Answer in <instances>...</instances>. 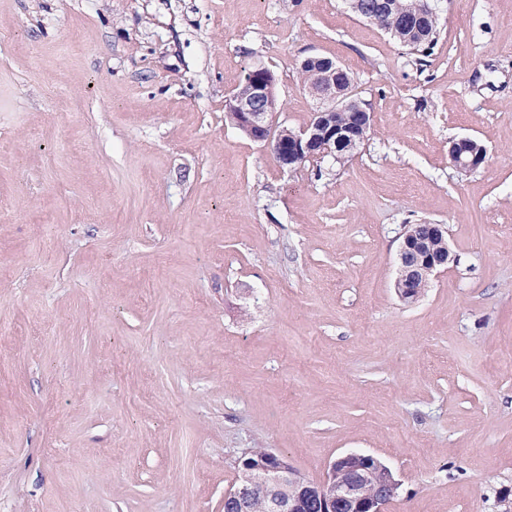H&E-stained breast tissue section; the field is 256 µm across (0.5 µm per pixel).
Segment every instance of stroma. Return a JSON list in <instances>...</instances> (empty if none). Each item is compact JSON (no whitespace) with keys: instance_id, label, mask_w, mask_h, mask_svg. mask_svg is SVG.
Segmentation results:
<instances>
[{"instance_id":"1","label":"stroma","mask_w":512,"mask_h":512,"mask_svg":"<svg viewBox=\"0 0 512 512\" xmlns=\"http://www.w3.org/2000/svg\"><path fill=\"white\" fill-rule=\"evenodd\" d=\"M439 10L422 53L343 0H0V512H224L249 448L512 501V0ZM313 54L372 129L291 172L225 102L260 62L305 127ZM409 224L458 258L412 304ZM476 139L462 137L453 140L449 147V156L455 168L462 173H469L484 165L488 160L487 148L482 144L474 148Z\"/></svg>"}]
</instances>
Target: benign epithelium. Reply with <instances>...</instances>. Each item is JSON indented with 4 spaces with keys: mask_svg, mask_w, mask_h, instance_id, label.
<instances>
[{
    "mask_svg": "<svg viewBox=\"0 0 512 512\" xmlns=\"http://www.w3.org/2000/svg\"><path fill=\"white\" fill-rule=\"evenodd\" d=\"M437 14L432 0H418L398 14L401 23L418 37L428 33L429 21ZM313 68L314 78L306 91L316 101L310 123L288 134L275 123L280 106L275 97L274 73L265 65H255L248 73L246 91L234 92L226 102L235 113L237 127L255 141L271 147L279 166L295 171L306 164L336 158V152L354 153L364 141L358 128L336 121V114L354 104L343 76L345 71L335 60L313 55L304 60ZM449 156L455 168L469 173L488 160L485 146L475 147L471 137L451 142ZM444 224L408 225L398 250V275L394 282L399 297L407 302L422 296V285L456 261L450 248L442 251L434 241L446 236ZM238 482L224 495L235 512H250L260 497L266 512H383L397 495L401 482L379 458L347 453L334 460L319 481L296 473L288 458L267 450L257 454L246 450L238 459Z\"/></svg>",
    "mask_w": 512,
    "mask_h": 512,
    "instance_id": "7a95c632",
    "label": "benign epithelium"
}]
</instances>
